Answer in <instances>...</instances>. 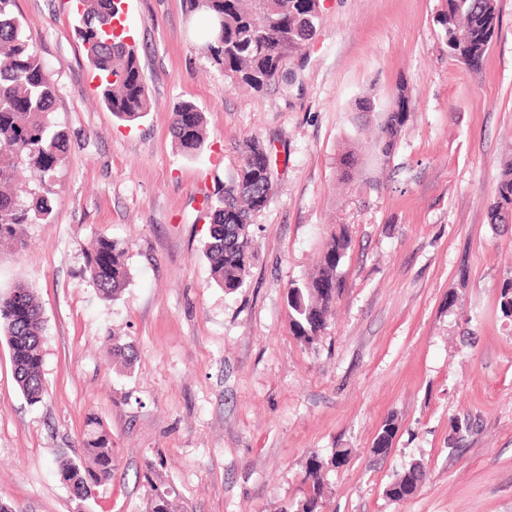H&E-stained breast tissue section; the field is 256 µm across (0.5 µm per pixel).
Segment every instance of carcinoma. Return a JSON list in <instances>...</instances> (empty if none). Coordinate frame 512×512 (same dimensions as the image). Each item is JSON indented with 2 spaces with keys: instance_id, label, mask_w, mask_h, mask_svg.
<instances>
[{
  "instance_id": "cac0c4a2",
  "label": "carcinoma",
  "mask_w": 512,
  "mask_h": 512,
  "mask_svg": "<svg viewBox=\"0 0 512 512\" xmlns=\"http://www.w3.org/2000/svg\"><path fill=\"white\" fill-rule=\"evenodd\" d=\"M75 32L87 59L101 78L100 96L117 119L134 122L151 109L147 81L136 45L126 34L114 33L120 20L121 0H82ZM14 0H0V242L22 243L23 227L46 221L53 212L50 197L30 194L21 200L10 190L19 168L28 169L44 182L54 179L64 162L66 131L50 122L55 90L45 76L44 64L30 45L20 19L14 14ZM186 12L197 21L199 49L224 70L232 82L252 87L278 79L287 59L301 52L317 33L321 0H185ZM224 15V46H215L210 37L211 18ZM443 27L448 53L461 63L480 65L499 26L498 0H443L438 17ZM477 26L483 35L457 47V34ZM409 98L404 90L392 99L382 124L378 144L382 154H390L405 126ZM206 120L194 103L176 104L171 115V133L180 153L193 158L200 151ZM241 163L216 193L205 198L210 210L209 239L205 255L215 283L228 292L244 284L251 258L250 218L263 209L272 194L267 171L271 151L257 139L239 146ZM512 212V168L503 171L491 206V223H505ZM349 247L346 233L332 240L323 254L315 275L288 288L287 306L292 334L307 346L313 345L328 325V318L339 297L342 280L339 268ZM87 272L100 295L114 299L126 286L130 273L126 250L115 239L97 237L87 249ZM0 332L7 338L14 379L32 403L41 402L43 393L41 344L44 333L42 307L34 291L18 284L0 293ZM112 356L131 364L134 349L119 336L112 337ZM398 427L392 419L377 434L373 452L382 455L390 447ZM350 449L337 448L331 458H309L303 498L292 512H319L324 496V472L346 463ZM112 437L103 422L90 416L85 423L82 455L62 460L60 480L81 499L112 483L115 470ZM161 459L147 465L145 479L150 493L142 512H177L167 491L161 489ZM422 466H412L405 477L393 483L387 495L404 501L416 493L422 481Z\"/></svg>"
}]
</instances>
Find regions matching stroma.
Here are the masks:
<instances>
[{
	"label": "stroma",
	"mask_w": 512,
	"mask_h": 512,
	"mask_svg": "<svg viewBox=\"0 0 512 512\" xmlns=\"http://www.w3.org/2000/svg\"><path fill=\"white\" fill-rule=\"evenodd\" d=\"M78 0H16L55 89L66 163L42 193L49 221L0 246V291L23 282L42 304L43 399L30 404L0 337V496L17 512H139L146 465L180 512H284L312 455L347 448L325 474L322 512H512V223L490 221L512 163V0L482 64L448 54L441 0H321L318 32L256 91L229 84L195 47L183 0H125L153 107L133 123L99 99L74 30ZM405 130L382 155L374 130L399 87ZM371 100V111L358 109ZM195 103L206 140L184 158L174 105ZM256 138L272 149L273 193L252 217L245 284L212 280L207 195ZM357 161L351 181L336 165ZM346 232L343 289L313 346L293 336L286 294ZM123 243L131 279L102 299L90 240ZM136 356L123 369L112 339ZM116 450L112 483L84 501L56 473L79 457L87 417ZM398 432L372 448L386 420ZM471 421L467 431L455 426ZM418 493L386 488L412 463Z\"/></svg>",
	"instance_id": "1"
}]
</instances>
